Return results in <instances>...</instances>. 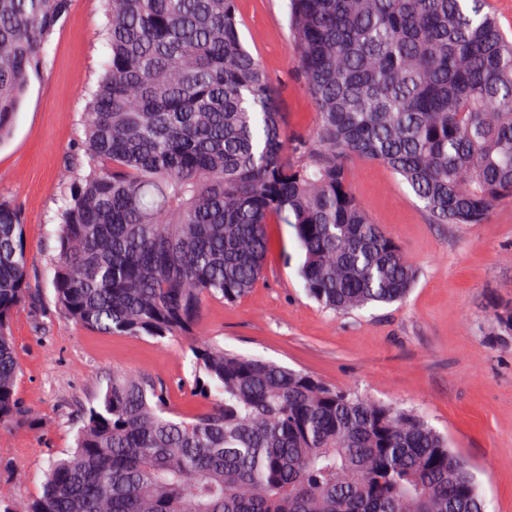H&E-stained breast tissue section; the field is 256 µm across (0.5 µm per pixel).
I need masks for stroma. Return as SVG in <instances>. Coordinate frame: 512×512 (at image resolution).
<instances>
[{
  "label": "stroma",
  "instance_id": "stroma-1",
  "mask_svg": "<svg viewBox=\"0 0 512 512\" xmlns=\"http://www.w3.org/2000/svg\"><path fill=\"white\" fill-rule=\"evenodd\" d=\"M243 40L280 90L287 130L305 135L315 108L290 54L286 0H236ZM102 0H74L45 45L11 138L0 145V194L24 218L29 279L39 312L12 322L19 356L18 394L43 422L42 432L0 430V494L30 499L51 456L74 444L71 416L92 403L113 370L175 384L186 411L198 402L178 389L190 378L191 353L178 342L106 335L77 327L54 306L55 215L73 179L64 162L82 136L86 91L104 72ZM355 195L375 223L401 245L417 271L400 303L351 314L308 298L295 274L294 232L271 227L265 274L240 302H208L200 332L226 348L310 372L342 389L416 409L472 464L487 512H512V202L482 224H433L408 187L384 165H351Z\"/></svg>",
  "mask_w": 512,
  "mask_h": 512
}]
</instances>
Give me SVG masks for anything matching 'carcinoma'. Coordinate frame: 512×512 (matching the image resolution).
I'll use <instances>...</instances> for the list:
<instances>
[{"mask_svg":"<svg viewBox=\"0 0 512 512\" xmlns=\"http://www.w3.org/2000/svg\"><path fill=\"white\" fill-rule=\"evenodd\" d=\"M73 0H0V144ZM105 72L86 93L75 180L56 213L53 298L91 331L192 353L173 387L112 372L39 496L0 512H485L471 464L417 411L198 336L207 302L244 299L270 225L323 308L400 301L417 273L355 196L356 159L389 168L433 224L512 202V37L487 0H287L316 123L290 137L235 0H104ZM25 224L0 195V426L40 429L17 393L11 325L36 306Z\"/></svg>","mask_w":512,"mask_h":512,"instance_id":"obj_1","label":"carcinoma"}]
</instances>
